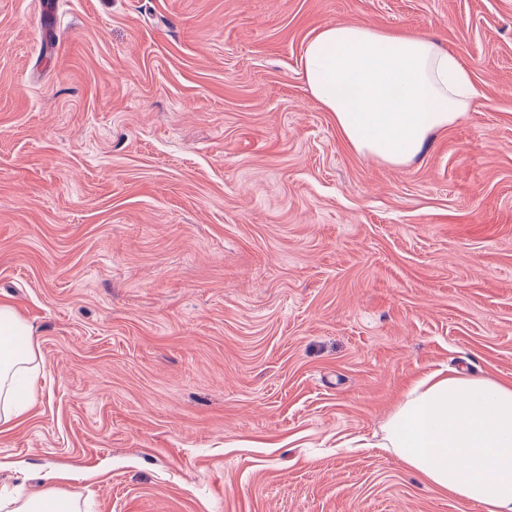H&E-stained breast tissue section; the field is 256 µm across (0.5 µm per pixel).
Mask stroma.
<instances>
[{
    "instance_id": "obj_1",
    "label": "stroma",
    "mask_w": 512,
    "mask_h": 512,
    "mask_svg": "<svg viewBox=\"0 0 512 512\" xmlns=\"http://www.w3.org/2000/svg\"><path fill=\"white\" fill-rule=\"evenodd\" d=\"M426 33L478 94L409 163L300 57ZM0 489L77 512H481L381 449L441 367L512 382V0H0ZM32 329L7 301H0V427L18 423L27 411L23 394L36 386L38 363Z\"/></svg>"
}]
</instances>
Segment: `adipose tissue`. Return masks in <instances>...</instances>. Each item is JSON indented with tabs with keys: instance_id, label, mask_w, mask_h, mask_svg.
Returning a JSON list of instances; mask_svg holds the SVG:
<instances>
[{
	"instance_id": "adipose-tissue-1",
	"label": "adipose tissue",
	"mask_w": 512,
	"mask_h": 512,
	"mask_svg": "<svg viewBox=\"0 0 512 512\" xmlns=\"http://www.w3.org/2000/svg\"><path fill=\"white\" fill-rule=\"evenodd\" d=\"M311 97L357 152L402 166L475 94L460 59L427 34L336 23L300 61ZM32 329L0 301V427L27 411L38 373ZM382 448L427 483L482 512H512V382L435 370L418 378L384 428Z\"/></svg>"
}]
</instances>
